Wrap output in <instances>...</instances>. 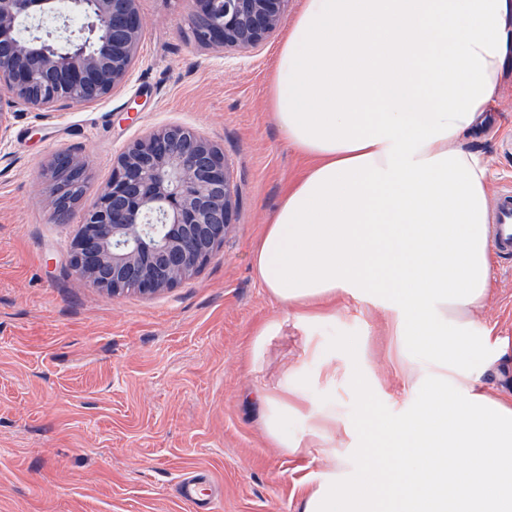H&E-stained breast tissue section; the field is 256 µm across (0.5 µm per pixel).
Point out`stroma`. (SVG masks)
Segmentation results:
<instances>
[{
    "instance_id": "obj_1",
    "label": "stroma",
    "mask_w": 512,
    "mask_h": 512,
    "mask_svg": "<svg viewBox=\"0 0 512 512\" xmlns=\"http://www.w3.org/2000/svg\"><path fill=\"white\" fill-rule=\"evenodd\" d=\"M144 26L128 80L86 105L16 108L0 142V512H295L325 462L288 454L266 435L254 399L304 369L316 399L360 416L345 384L319 377L309 345L332 356L361 338L378 409H403L404 370L383 313L343 298L335 317L306 323L270 297L253 252L304 165L266 105L287 30L246 57L192 37L186 0H140ZM472 150L488 190L512 185V58ZM166 125L220 145L237 185L233 224L215 256L177 287L112 296L79 280L71 256L80 215L111 182L123 147ZM88 163L87 189L67 223L45 205L39 173L59 154ZM512 337V265H496L493 292L474 315ZM281 325L254 348V330ZM199 477L197 497L178 496Z\"/></svg>"
}]
</instances>
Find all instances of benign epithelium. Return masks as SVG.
Returning <instances> with one entry per match:
<instances>
[{"instance_id": "7a95c632", "label": "benign epithelium", "mask_w": 512, "mask_h": 512, "mask_svg": "<svg viewBox=\"0 0 512 512\" xmlns=\"http://www.w3.org/2000/svg\"><path fill=\"white\" fill-rule=\"evenodd\" d=\"M196 43L242 55L261 46L288 18V0H188ZM58 0H0V140L14 108L86 105L129 77L142 31L139 0H68L81 18L63 20V48L22 38L21 19L44 16ZM87 163L55 160L43 171L53 186L48 205L64 223L69 184L85 182ZM237 189L224 150L178 125L129 143L112 181L81 221L71 265L92 287L116 296L177 287L224 243Z\"/></svg>"}]
</instances>
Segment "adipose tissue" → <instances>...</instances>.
Instances as JSON below:
<instances>
[{
    "mask_svg": "<svg viewBox=\"0 0 512 512\" xmlns=\"http://www.w3.org/2000/svg\"><path fill=\"white\" fill-rule=\"evenodd\" d=\"M511 51L512 0H304L289 25L268 102L308 167L265 226L256 275L304 321L340 295L371 302L421 359L398 415L348 372L374 434L341 450L342 416L307 379L259 395L277 447L300 453L301 411L330 461L297 512H512V396L479 389L512 339L472 317L494 267L487 167L467 143Z\"/></svg>",
    "mask_w": 512,
    "mask_h": 512,
    "instance_id": "ef3b65f1",
    "label": "adipose tissue"
}]
</instances>
